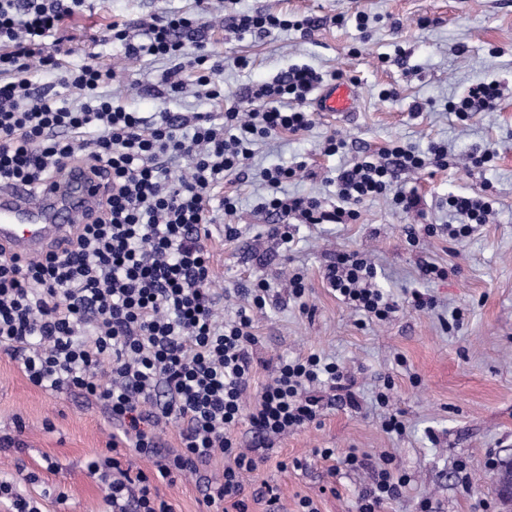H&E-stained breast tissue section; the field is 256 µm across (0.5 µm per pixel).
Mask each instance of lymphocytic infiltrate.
Returning a JSON list of instances; mask_svg holds the SVG:
<instances>
[{"label": "lymphocytic infiltrate", "instance_id": "f902f5d3", "mask_svg": "<svg viewBox=\"0 0 512 512\" xmlns=\"http://www.w3.org/2000/svg\"><path fill=\"white\" fill-rule=\"evenodd\" d=\"M83 3L0 0V184L24 186L35 196L73 163L104 176L108 185L98 215L78 225L63 250L23 260L0 247V349L33 385L74 390L101 404L135 451L153 459L154 474L130 472L115 445L93 464V471L112 475V512H172L156 484L172 486L189 476L206 507L219 510L228 502L235 512H250L255 501L265 512H281L277 487L246 495L248 475L274 439L318 420L320 400L308 395V387L326 383L343 392L350 378L316 353L284 358L254 402H246L254 370L253 313L265 307L271 285L258 281L243 293L233 318L218 320L206 222L215 204L225 215L235 213L234 197L222 189L226 176L248 170L249 136L296 134L311 126L302 105L322 78L310 67H292L274 81L245 88L242 98L252 110L228 108L219 123L171 112L148 119L107 95L116 79L112 66L93 55L70 63L72 50L58 33ZM206 29L201 13L153 19L137 40L119 24L109 27L125 56L172 61L171 91L181 89L183 60L192 58L197 85L214 97ZM189 36L195 39L192 56L186 53ZM34 71L48 75V82H33ZM74 89L82 102L70 106L64 95ZM429 151L427 159L401 145L360 152L336 176L338 205L331 211L309 197H271L264 205L276 218L271 234L287 239L293 218L306 224L355 218L358 206L380 197L402 213L418 211L420 195L398 176L446 167L447 148L434 144ZM179 162L184 169L171 179L169 167ZM491 209L480 196H449L456 220L449 236L468 237ZM376 277L374 263L357 251L340 253L325 272L346 306L383 321L397 306ZM173 419L182 425L180 445L160 452L157 430ZM243 422L253 447H242L235 436ZM217 456L225 461L222 478L201 474ZM392 462L387 456L375 464L351 453L330 473L371 470L357 512H379L408 483Z\"/></svg>", "mask_w": 512, "mask_h": 512}]
</instances>
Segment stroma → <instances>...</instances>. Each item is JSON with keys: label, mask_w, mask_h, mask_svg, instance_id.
Returning <instances> with one entry per match:
<instances>
[{"label": "stroma", "mask_w": 512, "mask_h": 512, "mask_svg": "<svg viewBox=\"0 0 512 512\" xmlns=\"http://www.w3.org/2000/svg\"><path fill=\"white\" fill-rule=\"evenodd\" d=\"M198 0H85L66 20L62 36L72 63L89 54L115 67L108 92L116 104L144 116L164 110L188 117H219L245 87L273 81L295 65H307L325 80L356 86L350 119L305 108L312 126L300 135L259 141L247 179L226 177L225 193L237 200L233 216L210 212L213 288L226 296L233 314L239 289L264 278L276 283L273 303L256 316L255 383L263 385L280 358L317 353L346 366L353 376L355 406L332 404V390L319 386L327 403L317 423L275 439L268 459L249 477L279 489L284 512H298L311 499L318 512H356L369 470L343 478L330 475L332 461L348 453L379 458L389 454L410 482L381 512H418L431 499L436 512H503L494 484L499 461L512 457V0H208V47L223 68L214 82L224 98L208 99L195 82L168 91L170 61L126 58L120 42L107 40L110 23L140 33L153 17L192 13ZM241 12H270L309 27L269 35L239 32L231 18ZM366 26H359L358 15ZM497 81L492 108L460 120L448 104L478 81ZM393 97H383V90ZM345 149L325 156L330 136ZM427 151L448 148L446 169L402 173L417 189L422 213L402 214L383 199L365 202L357 220L290 226L282 244L268 232L273 219L262 209L267 194L261 173L276 166L305 165L283 184V193L336 201L334 179L357 151L381 152L393 143ZM493 149L484 167L466 164L473 152ZM492 199L487 223L464 240L448 235L449 195ZM239 235L225 238L224 224ZM437 227L424 235L426 225ZM419 231L410 246L406 226ZM367 254L377 283L397 301L385 321L347 308L324 273L337 252ZM430 261L447 268L443 279L424 277ZM303 271L306 291L294 300L278 285ZM434 299L431 310L415 309L413 293ZM388 391V407L376 395ZM399 413L402 433L386 432L387 414ZM119 427L102 407L75 392H47L32 385L18 364L0 352V436L20 435L21 448L0 450V479L13 482L39 512H112L108 489L90 466L107 453ZM334 449L333 460L318 451Z\"/></svg>", "instance_id": "35a3bbf8"}]
</instances>
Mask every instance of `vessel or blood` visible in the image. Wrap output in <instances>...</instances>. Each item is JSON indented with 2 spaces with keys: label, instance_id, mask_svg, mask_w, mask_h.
Masks as SVG:
<instances>
[{
  "label": "vessel or blood",
  "instance_id": "obj_1",
  "mask_svg": "<svg viewBox=\"0 0 512 512\" xmlns=\"http://www.w3.org/2000/svg\"><path fill=\"white\" fill-rule=\"evenodd\" d=\"M355 96L349 82L336 81L320 90L316 108L343 118L351 115ZM102 192V185L70 168L46 183L34 199L23 187L0 186V244L24 258L42 256L62 245L75 225L86 222Z\"/></svg>",
  "mask_w": 512,
  "mask_h": 512
}]
</instances>
